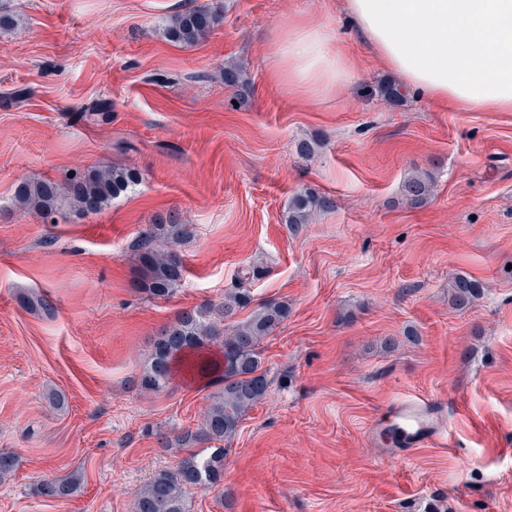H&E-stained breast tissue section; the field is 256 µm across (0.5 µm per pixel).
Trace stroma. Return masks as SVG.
Masks as SVG:
<instances>
[{
    "label": "stroma",
    "mask_w": 512,
    "mask_h": 512,
    "mask_svg": "<svg viewBox=\"0 0 512 512\" xmlns=\"http://www.w3.org/2000/svg\"><path fill=\"white\" fill-rule=\"evenodd\" d=\"M203 6L221 16L204 39L163 37L170 15ZM0 12L15 19L0 30V449L19 458L0 512H134L180 459L162 441L197 427L212 391L182 371L164 393L139 391L149 342L242 285L290 314L260 344L269 389L227 444L223 485L190 490L188 512H512V112L403 84L344 0H0ZM308 21L334 29L350 63L337 93L272 76L273 39ZM230 66L246 92L225 84ZM391 83L402 99L382 94ZM101 99L112 110L97 116ZM112 165L141 179L101 211L47 224L15 199L20 179ZM417 170L435 192L413 208L401 185ZM307 188L336 207L296 232L284 215ZM172 213L194 229L179 248L188 272L154 299L133 244ZM459 275L484 286L463 308ZM39 295L52 310L28 305ZM418 397L443 405L441 442L378 446L374 421ZM75 470L76 494L35 495Z\"/></svg>",
    "instance_id": "1"
}]
</instances>
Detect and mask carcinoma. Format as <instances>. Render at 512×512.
<instances>
[{"label": "carcinoma", "mask_w": 512, "mask_h": 512, "mask_svg": "<svg viewBox=\"0 0 512 512\" xmlns=\"http://www.w3.org/2000/svg\"><path fill=\"white\" fill-rule=\"evenodd\" d=\"M216 13L189 10L172 16L163 27V36L172 43L191 45L215 25ZM139 183L136 171L123 167H89L66 174L64 184L51 180L19 182L17 201L39 212L50 224L61 204L76 213L97 212L126 194ZM435 180L426 172L408 175L401 195L411 207L424 204L431 196ZM334 208L331 197L311 191L294 194L288 202L285 223L299 230L311 217ZM193 236V229L171 215L159 224L147 225L135 243L139 259V289L152 298L166 299L182 285L186 268L175 246ZM453 300L463 305L483 292V284L458 276L452 283ZM252 301L250 291L236 288L218 304L180 311L174 322L154 339L149 359L139 377L140 390L160 394L167 391L174 365L187 367L203 377L219 373L212 381L215 390L202 422L176 436L179 448L186 452L172 469L156 471L138 492L135 512H187L186 497L192 488L212 489L224 482V443L238 431L243 416L267 394L268 380L261 369L259 345L285 319L288 304L275 300L258 306L248 319L231 327L225 320ZM224 340L223 364L210 361L204 349L211 342ZM202 449H197V446ZM83 474L74 471L64 478L45 477L36 484L35 493L49 501L74 494Z\"/></svg>", "instance_id": "carcinoma-1"}]
</instances>
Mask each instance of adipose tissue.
Instances as JSON below:
<instances>
[{
  "label": "adipose tissue",
  "instance_id": "adipose-tissue-1",
  "mask_svg": "<svg viewBox=\"0 0 512 512\" xmlns=\"http://www.w3.org/2000/svg\"><path fill=\"white\" fill-rule=\"evenodd\" d=\"M377 57L407 84L472 112H512V0H345ZM274 78L326 94L353 78L333 30L289 27L273 42Z\"/></svg>",
  "mask_w": 512,
  "mask_h": 512
}]
</instances>
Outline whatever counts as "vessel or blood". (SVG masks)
Instances as JSON below:
<instances>
[{"instance_id":"1","label":"vessel or blood","mask_w":512,"mask_h":512,"mask_svg":"<svg viewBox=\"0 0 512 512\" xmlns=\"http://www.w3.org/2000/svg\"><path fill=\"white\" fill-rule=\"evenodd\" d=\"M441 405L430 399L404 400L386 412L397 446L411 449L435 442L440 434L437 417Z\"/></svg>"}]
</instances>
